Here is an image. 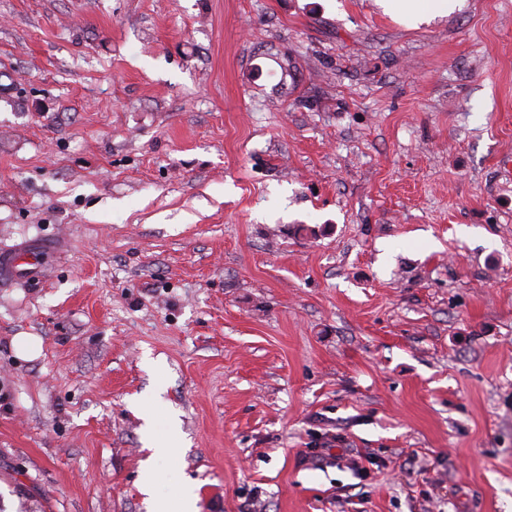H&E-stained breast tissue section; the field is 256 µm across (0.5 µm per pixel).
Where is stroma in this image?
<instances>
[{"mask_svg":"<svg viewBox=\"0 0 512 512\" xmlns=\"http://www.w3.org/2000/svg\"><path fill=\"white\" fill-rule=\"evenodd\" d=\"M34 240L0 512H146L148 415L196 512H512V0H0ZM385 12L396 18H411L414 23L430 17L448 15L461 8L464 0H384L379 1Z\"/></svg>","mask_w":512,"mask_h":512,"instance_id":"1","label":"stroma"}]
</instances>
